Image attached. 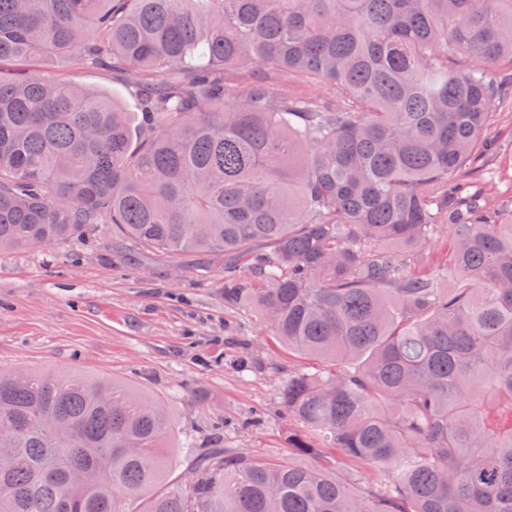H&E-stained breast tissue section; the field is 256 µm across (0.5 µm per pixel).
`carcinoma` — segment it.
I'll return each instance as SVG.
<instances>
[{
  "label": "carcinoma",
  "mask_w": 512,
  "mask_h": 512,
  "mask_svg": "<svg viewBox=\"0 0 512 512\" xmlns=\"http://www.w3.org/2000/svg\"><path fill=\"white\" fill-rule=\"evenodd\" d=\"M60 58L141 119L0 69V254L222 253L224 303L338 368H288V459L216 439L184 483L159 398L0 370V512H512V197L461 182L512 100V0H0V64ZM49 71L56 76L67 79L78 85L105 91L119 101L127 112H137L136 102L127 90L117 81H112L102 71L90 66L73 65L67 62L56 64Z\"/></svg>",
  "instance_id": "carcinoma-1"
}]
</instances>
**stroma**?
Returning <instances> with one entry per match:
<instances>
[{
  "label": "stroma",
  "mask_w": 512,
  "mask_h": 512,
  "mask_svg": "<svg viewBox=\"0 0 512 512\" xmlns=\"http://www.w3.org/2000/svg\"><path fill=\"white\" fill-rule=\"evenodd\" d=\"M53 75L136 102L90 66L56 64ZM484 137L503 153L477 176L490 197L512 195V104L493 106ZM148 253L96 235L54 251L0 255V367L109 376L160 397L174 419L170 478L184 479L187 445L220 433L227 448L286 457L294 422L278 387L294 363L257 310L224 303V258Z\"/></svg>",
  "instance_id": "obj_1"
}]
</instances>
